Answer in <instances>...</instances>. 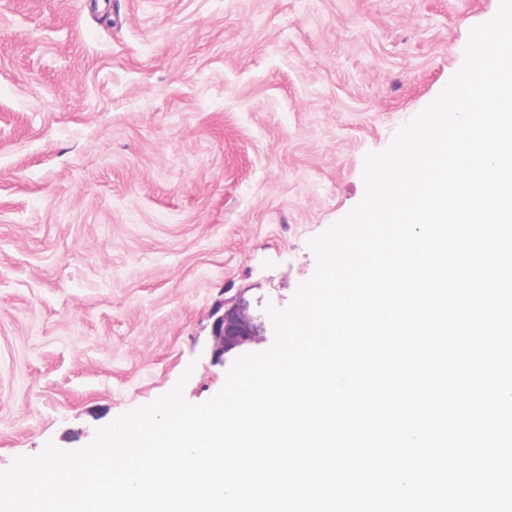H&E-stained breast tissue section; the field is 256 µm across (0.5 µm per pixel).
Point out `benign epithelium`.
<instances>
[{
	"instance_id": "1",
	"label": "benign epithelium",
	"mask_w": 512,
	"mask_h": 512,
	"mask_svg": "<svg viewBox=\"0 0 512 512\" xmlns=\"http://www.w3.org/2000/svg\"><path fill=\"white\" fill-rule=\"evenodd\" d=\"M267 317L251 309L243 297L224 304L214 312L210 357L224 364L246 353L248 347L266 335Z\"/></svg>"
}]
</instances>
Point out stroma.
I'll return each instance as SVG.
<instances>
[{"label":"stroma","mask_w":512,"mask_h":512,"mask_svg":"<svg viewBox=\"0 0 512 512\" xmlns=\"http://www.w3.org/2000/svg\"><path fill=\"white\" fill-rule=\"evenodd\" d=\"M498 6L0 0V470L214 396V307L290 303Z\"/></svg>","instance_id":"obj_1"}]
</instances>
